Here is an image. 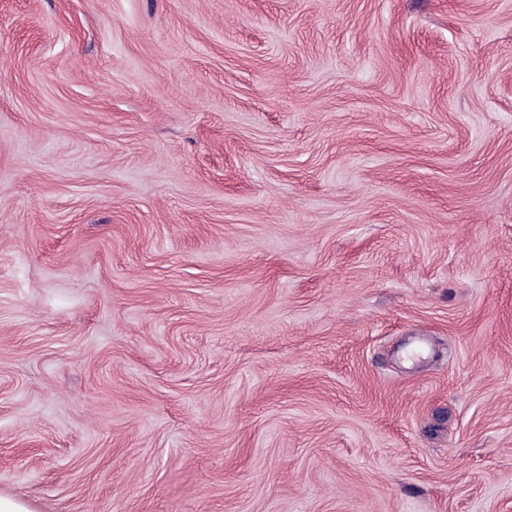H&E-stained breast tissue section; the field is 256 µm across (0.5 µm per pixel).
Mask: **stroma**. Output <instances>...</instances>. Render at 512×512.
Wrapping results in <instances>:
<instances>
[{"label": "stroma", "mask_w": 512, "mask_h": 512, "mask_svg": "<svg viewBox=\"0 0 512 512\" xmlns=\"http://www.w3.org/2000/svg\"><path fill=\"white\" fill-rule=\"evenodd\" d=\"M0 495L512 512V0H0Z\"/></svg>", "instance_id": "35a3bbf8"}]
</instances>
